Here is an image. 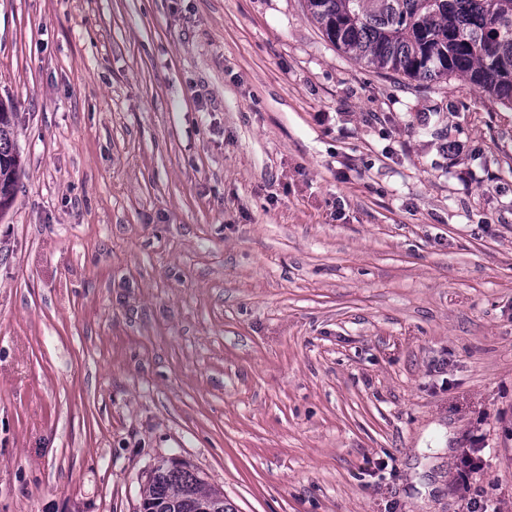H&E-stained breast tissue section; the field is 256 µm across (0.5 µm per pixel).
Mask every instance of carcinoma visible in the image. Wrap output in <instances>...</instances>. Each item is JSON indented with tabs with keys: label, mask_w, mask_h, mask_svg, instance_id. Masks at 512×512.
Instances as JSON below:
<instances>
[{
	"label": "carcinoma",
	"mask_w": 512,
	"mask_h": 512,
	"mask_svg": "<svg viewBox=\"0 0 512 512\" xmlns=\"http://www.w3.org/2000/svg\"><path fill=\"white\" fill-rule=\"evenodd\" d=\"M328 40L350 58L384 72L438 81L467 78L512 110V0H305ZM0 200L14 198L21 166L13 117L0 103ZM206 510H201V507ZM146 512H233L224 494L185 462L151 470Z\"/></svg>",
	"instance_id": "1"
}]
</instances>
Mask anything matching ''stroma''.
Listing matches in <instances>:
<instances>
[{
	"mask_svg": "<svg viewBox=\"0 0 512 512\" xmlns=\"http://www.w3.org/2000/svg\"><path fill=\"white\" fill-rule=\"evenodd\" d=\"M0 512H512V110L304 0H0ZM4 112L6 117L4 120L0 118V201L12 203L21 160L14 142V112H9L8 107L0 103V114ZM140 506L146 512H233L221 491L177 458L161 460L151 470Z\"/></svg>",
	"mask_w": 512,
	"mask_h": 512,
	"instance_id": "stroma-1",
	"label": "stroma"
}]
</instances>
